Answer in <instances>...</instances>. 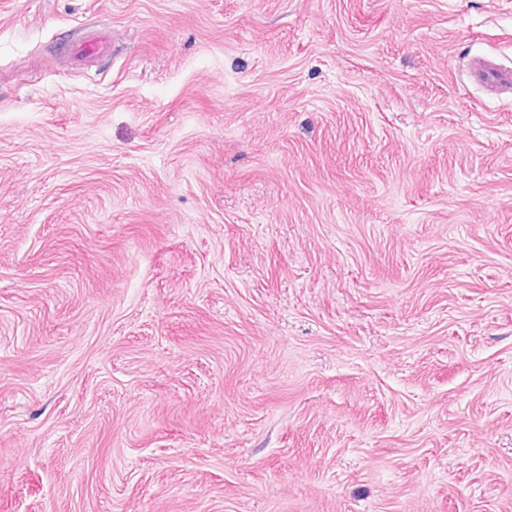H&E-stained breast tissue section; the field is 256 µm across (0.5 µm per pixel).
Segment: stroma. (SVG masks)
Listing matches in <instances>:
<instances>
[{
    "label": "stroma",
    "mask_w": 512,
    "mask_h": 512,
    "mask_svg": "<svg viewBox=\"0 0 512 512\" xmlns=\"http://www.w3.org/2000/svg\"><path fill=\"white\" fill-rule=\"evenodd\" d=\"M481 56L512 0H0V512H512Z\"/></svg>",
    "instance_id": "35a3bbf8"
}]
</instances>
